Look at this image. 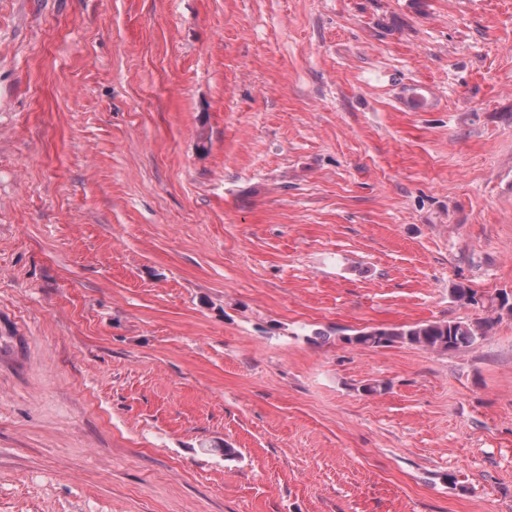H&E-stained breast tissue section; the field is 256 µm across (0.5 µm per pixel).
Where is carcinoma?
<instances>
[{
	"instance_id": "cac0c4a2",
	"label": "carcinoma",
	"mask_w": 512,
	"mask_h": 512,
	"mask_svg": "<svg viewBox=\"0 0 512 512\" xmlns=\"http://www.w3.org/2000/svg\"><path fill=\"white\" fill-rule=\"evenodd\" d=\"M491 328L492 322L486 318L426 321L399 327L365 328L341 337V341L375 348L407 344L449 352L473 346L488 336Z\"/></svg>"
}]
</instances>
